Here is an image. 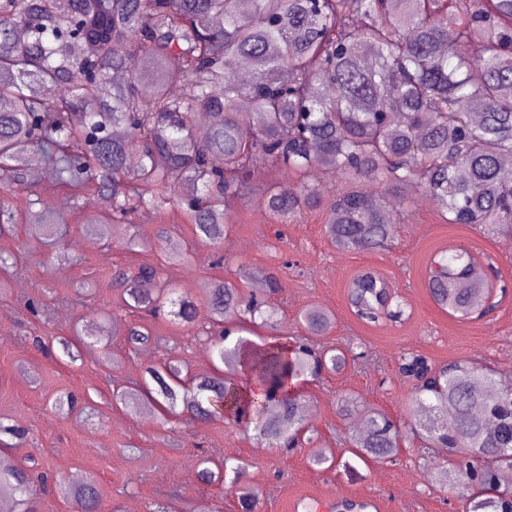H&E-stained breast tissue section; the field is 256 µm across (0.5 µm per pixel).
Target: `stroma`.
Returning <instances> with one entry per match:
<instances>
[{"label": "stroma", "instance_id": "stroma-1", "mask_svg": "<svg viewBox=\"0 0 512 512\" xmlns=\"http://www.w3.org/2000/svg\"><path fill=\"white\" fill-rule=\"evenodd\" d=\"M28 181L41 187L44 205H60L74 220L60 247L48 245L25 226L15 237L0 239V252L17 257L10 270L0 274V418L25 432L23 439L0 445V458H7L11 467L26 465L32 455L63 480L95 478L112 512H152L159 502L171 512H202V503L207 506L203 512H238L233 490L221 484L203 487L192 475L204 463L218 470L228 457L248 463L261 512H294L298 502L325 506L340 493L352 500L377 499L379 512H468L464 499L440 492L429 477L427 464L436 452L409 431L412 385L399 373L398 357L414 352L439 367L469 361L512 380V234L446 223L419 191L394 201L395 224L385 248L346 252L324 233L325 207L304 208L280 220L267 207V184L255 182L231 207L222 264L169 270L180 292L189 295L198 294L206 280L236 278L243 265L273 273L283 286L272 298L278 327L258 330L251 338L258 347L303 336L297 316L306 308L322 306L335 312L336 323L321 344L351 347L359 356L339 371L298 386L300 397L317 408L308 421L317 434L316 446L348 458L357 419L339 413L340 399L347 394L382 409L405 431L395 462L360 465V478L352 479L342 470L312 465L310 448L285 456L261 446L253 429L220 413L199 423L186 416L166 419L152 409L134 413L114 406L113 386H135L147 368L167 356L182 360L187 379L212 369L206 336L162 318L148 322L151 343L124 352L118 366L107 368L98 360L104 344L123 352L125 327L139 319L125 310L112 286L115 269L156 264L164 248L157 239L162 224L177 225V246H195L192 226L181 209L138 212L130 223L143 247L130 252L107 243L111 227L98 234L87 232L83 219L88 212H108L100 204V193L77 204L65 190L44 185L42 174H29ZM456 247L495 270L494 309L485 316L448 314L429 293L431 257ZM365 269L377 272L403 298L407 308L400 320L366 325L350 312L347 286ZM81 280L90 281L91 289H78ZM31 300L41 303L39 315L28 312ZM91 323L108 333L89 336L76 363L32 344L33 337L70 335ZM63 392L84 396V412H55L51 404Z\"/></svg>", "mask_w": 512, "mask_h": 512}]
</instances>
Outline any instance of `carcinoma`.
Wrapping results in <instances>:
<instances>
[{
    "instance_id": "cac0c4a2",
    "label": "carcinoma",
    "mask_w": 512,
    "mask_h": 512,
    "mask_svg": "<svg viewBox=\"0 0 512 512\" xmlns=\"http://www.w3.org/2000/svg\"><path fill=\"white\" fill-rule=\"evenodd\" d=\"M73 28L77 45L61 56L56 45ZM141 55L151 60L145 70L135 67ZM114 72L129 77L115 83ZM172 85L182 94H170ZM49 92L58 93L52 122L42 112ZM200 111L210 118L203 141L195 134ZM36 149L46 155L48 181L74 200L111 196L112 211L85 223L112 225L130 251L140 246L126 231L131 215L175 206L202 242L223 244L232 199L278 172L297 183H270L268 208L285 219L319 200L323 172L341 180L325 225L340 250L383 248L390 197L418 188L450 224L512 232V167L502 164L512 157V0H0V237L20 224L48 239L67 232L69 215L45 207L28 185ZM18 187L26 189L22 207L4 199ZM184 187L192 189L186 198ZM200 260L193 248L163 250L157 264L119 270L113 282L128 310L190 327L196 300L166 269ZM256 276L243 269L236 282L201 287L218 331L211 373L188 384L180 361L169 358L148 370L151 381L113 390V403L130 411L149 404L164 415L181 406L205 421L225 399L228 418L254 423L268 447L288 454L313 444L302 401L285 387L340 369L348 352L312 341L254 351L241 333L275 315L247 291ZM428 288L440 308L462 317L492 310L488 278L464 248L434 254ZM348 302L374 325L405 309L370 270L350 282ZM298 321L321 336L334 315L310 307ZM150 341L148 328L128 325V350ZM55 345L71 360L81 354L71 336L39 342ZM399 371L412 381L413 406L425 409L416 432L444 458L431 467V481L466 499L469 512H512V486L501 481L512 471V389L491 370L437 368L413 352L400 356ZM244 386L261 399L236 400ZM342 412L363 421L356 458L396 460L403 435L387 414L352 401ZM311 460L355 471L323 451ZM229 462L218 473L203 468L202 480L229 482L239 512H258L246 466ZM35 480L48 475L28 466L1 473L0 512H36L28 498ZM58 486L78 512L103 508L92 480Z\"/></svg>"
}]
</instances>
